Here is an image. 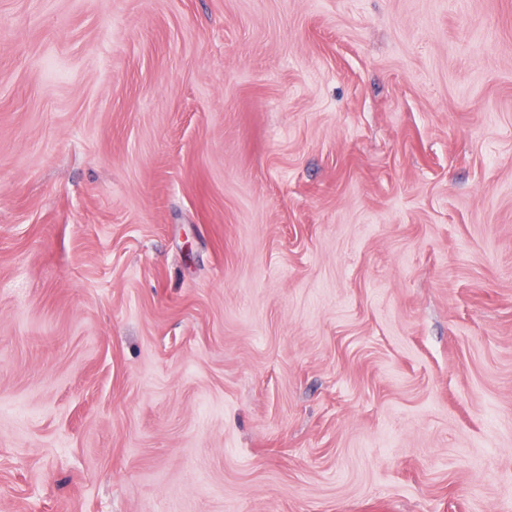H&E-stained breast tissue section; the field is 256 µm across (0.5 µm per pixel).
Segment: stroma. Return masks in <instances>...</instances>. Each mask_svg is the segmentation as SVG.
Instances as JSON below:
<instances>
[{"mask_svg": "<svg viewBox=\"0 0 512 512\" xmlns=\"http://www.w3.org/2000/svg\"><path fill=\"white\" fill-rule=\"evenodd\" d=\"M0 512H512V0H0Z\"/></svg>", "mask_w": 512, "mask_h": 512, "instance_id": "stroma-1", "label": "stroma"}]
</instances>
